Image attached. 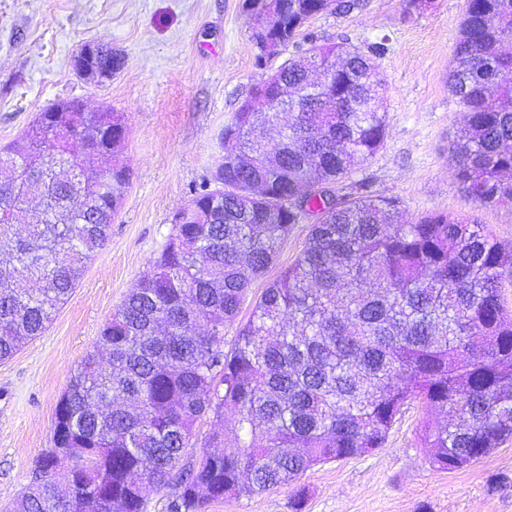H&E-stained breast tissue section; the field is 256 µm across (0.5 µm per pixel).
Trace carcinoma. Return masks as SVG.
<instances>
[{"mask_svg":"<svg viewBox=\"0 0 512 512\" xmlns=\"http://www.w3.org/2000/svg\"><path fill=\"white\" fill-rule=\"evenodd\" d=\"M286 45L324 0H279ZM512 0H466L448 76L467 134L451 144L460 189L512 206ZM384 47L310 43L336 94L312 90L264 116L238 108L218 134L212 178L178 210L160 254L103 325L60 397L52 446L13 512H166L290 486L313 467L385 445L396 415L421 404L420 442L438 470H464L512 439V310L502 295L512 248L452 213L414 224L399 202L323 194L381 146ZM123 58L106 43L74 57L100 82ZM267 77L305 87L297 56ZM129 128L75 99L39 113L0 146V361L39 336L109 236L129 174ZM41 220L17 232L22 208ZM319 214L294 261L237 321L253 279L306 212ZM234 330L229 349L224 335ZM216 428L198 459L196 424ZM72 461L67 484L57 481Z\"/></svg>","mask_w":512,"mask_h":512,"instance_id":"obj_1","label":"carcinoma"}]
</instances>
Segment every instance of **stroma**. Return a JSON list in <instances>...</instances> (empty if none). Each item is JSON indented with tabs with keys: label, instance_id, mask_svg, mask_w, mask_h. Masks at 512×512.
Here are the masks:
<instances>
[{
	"label": "stroma",
	"instance_id": "stroma-1",
	"mask_svg": "<svg viewBox=\"0 0 512 512\" xmlns=\"http://www.w3.org/2000/svg\"><path fill=\"white\" fill-rule=\"evenodd\" d=\"M244 0H0V145L47 104L77 98L128 120L129 183L106 246L41 336L0 362V512L29 484L51 445L56 404L86 351L162 250L173 215L208 181L217 135L263 74L310 41L383 43L384 141L336 185L340 195L392 197L404 219L453 213L512 247V207H481L460 190L450 143L464 129L448 75L465 0H356L311 19L280 57L259 61ZM103 41L125 57L112 78L79 77L73 58ZM408 406L383 448L307 471L297 486L209 502L206 512H512V440L462 471H436Z\"/></svg>",
	"mask_w": 512,
	"mask_h": 512
}]
</instances>
